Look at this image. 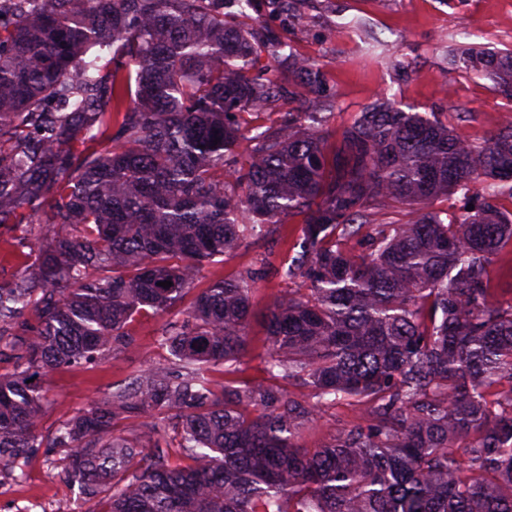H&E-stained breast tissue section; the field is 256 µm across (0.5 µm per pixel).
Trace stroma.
<instances>
[{
    "instance_id": "stroma-1",
    "label": "stroma",
    "mask_w": 512,
    "mask_h": 512,
    "mask_svg": "<svg viewBox=\"0 0 512 512\" xmlns=\"http://www.w3.org/2000/svg\"><path fill=\"white\" fill-rule=\"evenodd\" d=\"M301 14L292 39L299 53L315 61L328 92L336 97L333 129L348 124L373 97L387 94L420 112H439L469 140L484 142L504 118L507 99L486 79H473L448 68L446 52L455 46L489 51L512 50V0H300ZM364 18L367 31L347 28ZM298 218L271 227L269 234L206 265L196 289L211 280L259 270L252 296L248 335L251 353L241 379L264 376L269 353L264 317L289 282L260 271L261 260L282 259L298 238ZM165 321L149 312L135 316L130 338L87 368H60L44 381L43 430L54 429L77 411L102 400L113 384L131 372L169 363L160 343ZM357 407L339 405L317 418L302 436L315 448L357 421ZM59 454L37 453L22 470V481L0 474V512H85L78 487L60 479Z\"/></svg>"
}]
</instances>
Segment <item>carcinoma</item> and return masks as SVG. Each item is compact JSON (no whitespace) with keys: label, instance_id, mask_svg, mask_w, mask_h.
<instances>
[{"label":"carcinoma","instance_id":"cac0c4a2","mask_svg":"<svg viewBox=\"0 0 512 512\" xmlns=\"http://www.w3.org/2000/svg\"><path fill=\"white\" fill-rule=\"evenodd\" d=\"M263 14L292 22L290 0L0 11V227L22 230L23 265L0 281V361L16 365L0 375V468L63 448L88 512L108 491L107 512H512V301L487 274L512 245V212L495 204L512 196V119L476 144L380 95L338 133L323 73ZM454 62L512 101V53L470 47ZM279 100L297 108L241 125ZM476 184L475 210L434 208ZM291 217L300 251L274 273L307 292L265 315L266 379L231 378L249 355L248 271L168 322L169 367L41 435L48 373L112 351L142 310L175 314L202 263ZM365 227L367 252H345ZM342 401L359 421L302 447ZM140 419L147 441L117 433Z\"/></svg>","mask_w":512,"mask_h":512}]
</instances>
